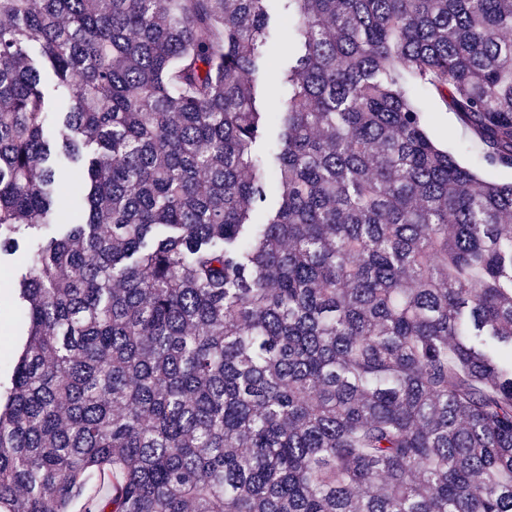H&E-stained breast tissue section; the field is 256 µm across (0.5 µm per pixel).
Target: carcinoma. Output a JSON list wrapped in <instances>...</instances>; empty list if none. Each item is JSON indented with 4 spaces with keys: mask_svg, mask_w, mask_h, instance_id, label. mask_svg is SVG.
Masks as SVG:
<instances>
[{
    "mask_svg": "<svg viewBox=\"0 0 512 512\" xmlns=\"http://www.w3.org/2000/svg\"><path fill=\"white\" fill-rule=\"evenodd\" d=\"M266 2L0 0V512H512V0ZM284 11V2L271 0L268 2L270 16L271 39L266 56L277 64L268 66L261 64L254 80L263 102H272L277 107H284L288 102V88L282 83L280 66L288 65V55L285 53L288 40V29L280 24V16ZM413 96L422 110L425 127L431 138L441 147L448 148L461 165L477 169V174L486 180L492 179L499 182L512 180V171L499 169L488 171L477 153L465 152L458 147L459 141L469 139L471 134L435 95L417 89L413 92ZM12 267L1 265L0 268V356H2L0 378L5 384L10 377V361L16 355L23 337L19 335L23 323L14 305V294L8 288L7 280L3 282V272L7 278L14 275Z\"/></svg>",
    "mask_w": 512,
    "mask_h": 512,
    "instance_id": "1",
    "label": "carcinoma"
}]
</instances>
